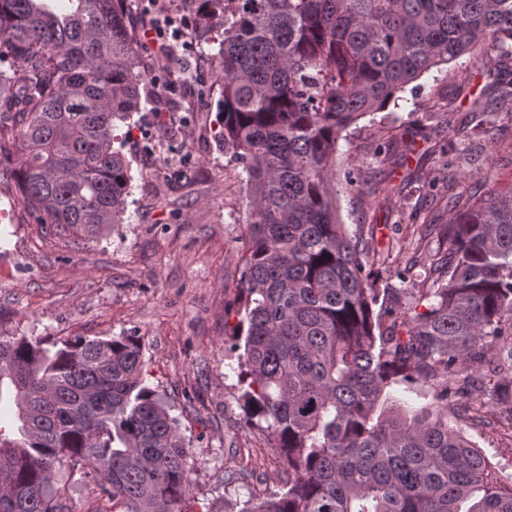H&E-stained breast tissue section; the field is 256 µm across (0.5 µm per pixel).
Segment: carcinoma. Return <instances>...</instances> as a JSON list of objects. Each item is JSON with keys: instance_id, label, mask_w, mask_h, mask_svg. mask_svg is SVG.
I'll return each mask as SVG.
<instances>
[{"instance_id": "cac0c4a2", "label": "carcinoma", "mask_w": 512, "mask_h": 512, "mask_svg": "<svg viewBox=\"0 0 512 512\" xmlns=\"http://www.w3.org/2000/svg\"><path fill=\"white\" fill-rule=\"evenodd\" d=\"M125 0H0V165L38 218L83 237L121 223L115 122L144 78ZM221 20L224 149L250 207L238 294L240 406L286 466L240 512H512V484L448 418L512 423V198L448 196L450 248L410 289L373 287L340 223L338 141L406 86L483 47L470 111L512 112V0H197ZM434 389L406 410L399 380ZM0 512H70L90 469L112 512H190L196 460L134 336L60 343L0 329Z\"/></svg>"}]
</instances>
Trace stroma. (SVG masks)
Segmentation results:
<instances>
[{
    "mask_svg": "<svg viewBox=\"0 0 512 512\" xmlns=\"http://www.w3.org/2000/svg\"><path fill=\"white\" fill-rule=\"evenodd\" d=\"M158 16L174 32L162 56L146 35ZM129 20L148 101L116 129L133 177L125 221L91 239L41 223L0 170V328L51 341L137 337L147 379L198 463L194 512H234L247 489L276 490L284 476L279 454L243 418L230 350L248 189L215 137L219 63L203 50L195 0H134ZM484 70L478 56L425 74L339 143V218L365 243L378 287H399L408 258L428 265L447 251V187L512 190V118L495 114L471 136L476 121L459 92H480ZM457 427L494 476L512 481L511 425L470 417ZM230 471L245 474L246 490L225 492Z\"/></svg>",
    "mask_w": 512,
    "mask_h": 512,
    "instance_id": "obj_1",
    "label": "stroma"
}]
</instances>
